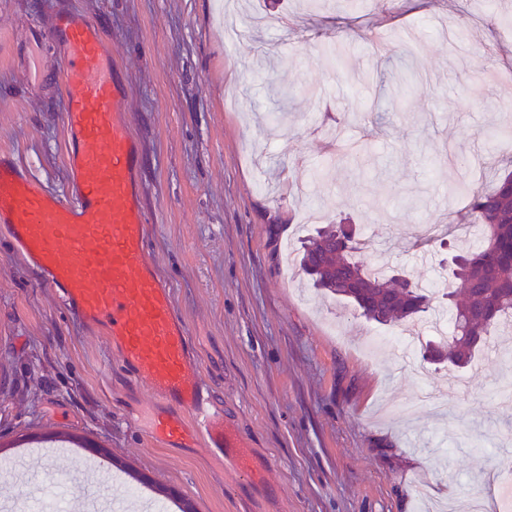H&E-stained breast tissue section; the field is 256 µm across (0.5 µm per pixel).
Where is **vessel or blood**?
I'll return each mask as SVG.
<instances>
[{
	"instance_id": "b4317fda",
	"label": "vessel or blood",
	"mask_w": 512,
	"mask_h": 512,
	"mask_svg": "<svg viewBox=\"0 0 512 512\" xmlns=\"http://www.w3.org/2000/svg\"><path fill=\"white\" fill-rule=\"evenodd\" d=\"M50 39L63 82L68 186L49 190L1 149L0 232L64 309L100 332L131 388L149 394L151 441L230 455L243 475L262 479L244 433L210 406L189 322L151 259L143 147L112 64V42L64 2Z\"/></svg>"
}]
</instances>
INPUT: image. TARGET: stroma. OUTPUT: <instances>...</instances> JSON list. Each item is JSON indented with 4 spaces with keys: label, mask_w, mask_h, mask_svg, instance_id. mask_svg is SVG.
<instances>
[{
    "label": "stroma",
    "mask_w": 512,
    "mask_h": 512,
    "mask_svg": "<svg viewBox=\"0 0 512 512\" xmlns=\"http://www.w3.org/2000/svg\"><path fill=\"white\" fill-rule=\"evenodd\" d=\"M60 2L0 0V148L59 192V79L29 34ZM68 2L112 42L152 259L265 477L151 443L147 397L0 236V512L71 492L88 512H143L130 485L71 458L18 457L44 435L102 448L194 512H419L423 481L432 501L505 512L512 409L495 388L512 333L464 369L433 360L424 321L411 347L370 344L398 326L314 288L284 250L316 224L356 225L357 261L407 272L442 306L444 265L479 238L461 221L466 164L489 182L512 160V141L487 136L512 129V0H231L220 32L216 0Z\"/></svg>",
    "instance_id": "obj_1"
}]
</instances>
